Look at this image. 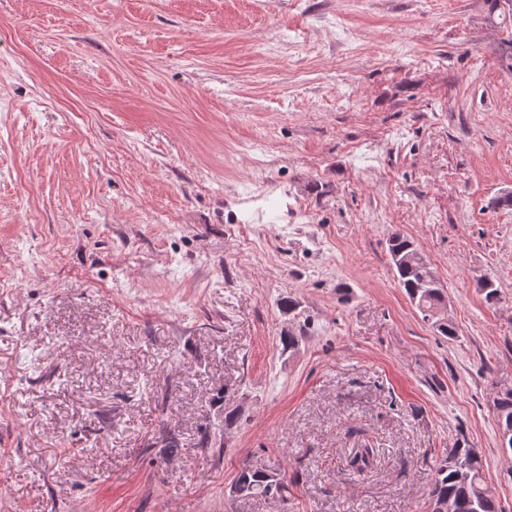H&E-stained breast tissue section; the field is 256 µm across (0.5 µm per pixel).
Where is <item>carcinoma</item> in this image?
Listing matches in <instances>:
<instances>
[{
	"label": "carcinoma",
	"instance_id": "cac0c4a2",
	"mask_svg": "<svg viewBox=\"0 0 512 512\" xmlns=\"http://www.w3.org/2000/svg\"><path fill=\"white\" fill-rule=\"evenodd\" d=\"M416 252L414 243L404 234L394 233L388 240V253L395 277L410 302L425 319L433 318V312L444 306L445 289L433 275L427 263L404 261ZM481 294L488 305L502 299V292L495 282L484 279ZM497 426L512 429V391L500 393L494 398ZM233 493L241 498L271 496L288 498V482L284 478L266 480L264 472L244 468L235 482ZM501 512L496 498L485 485L482 456L474 448L459 445L448 449L435 472L430 493L431 512Z\"/></svg>",
	"mask_w": 512,
	"mask_h": 512
}]
</instances>
